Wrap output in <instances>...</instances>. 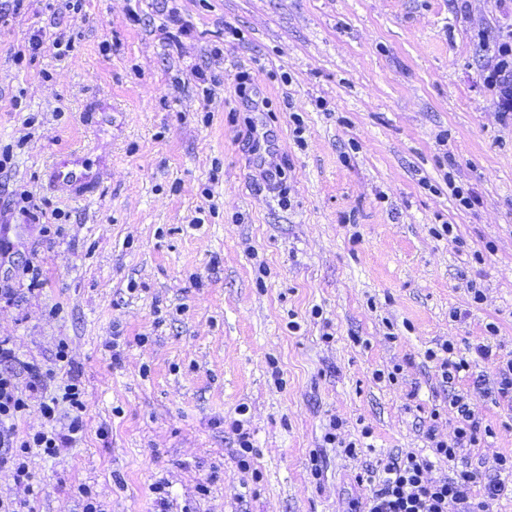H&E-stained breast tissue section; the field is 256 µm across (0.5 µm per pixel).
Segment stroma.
<instances>
[{"label": "stroma", "instance_id": "1", "mask_svg": "<svg viewBox=\"0 0 512 512\" xmlns=\"http://www.w3.org/2000/svg\"><path fill=\"white\" fill-rule=\"evenodd\" d=\"M173 7L190 34L167 25ZM0 10V150L13 149L0 280L17 291L0 300V338L48 368L66 341L88 401L79 442L30 455L34 512H81V485L105 512H159L160 481L168 512H347L370 492L367 469L429 456L428 428L453 437L452 390L495 432L465 457L512 453V409L473 391L512 359V124L483 86L477 39L496 36L512 0ZM35 33L40 50L18 64ZM242 73L270 110L237 96ZM75 148L103 168L87 200L47 181ZM444 224L452 235H437ZM443 343L470 364L451 389L426 357ZM333 419L348 440L370 426L369 447L326 444Z\"/></svg>", "mask_w": 512, "mask_h": 512}]
</instances>
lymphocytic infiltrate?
<instances>
[{
	"label": "lymphocytic infiltrate",
	"mask_w": 512,
	"mask_h": 512,
	"mask_svg": "<svg viewBox=\"0 0 512 512\" xmlns=\"http://www.w3.org/2000/svg\"><path fill=\"white\" fill-rule=\"evenodd\" d=\"M490 53L484 86L495 99L502 119L512 120V23L500 25L497 36L488 43ZM26 373L29 382L19 388L18 373ZM52 369L22 360L9 339L0 338V470L12 472L18 484L30 486L33 475L28 458L32 449L44 455H57L59 448L72 444L84 431L83 415L87 399L78 372H71L61 397L45 398V381ZM66 403L71 419L57 426L59 403ZM451 403L458 424L451 439L428 432L426 438L434 454L425 459L407 451L391 458L381 469L376 488L366 499L351 500L347 512H491V506L512 493V455L494 459L491 474L462 460L463 449L475 446L481 437L493 436L491 426L482 425L469 396L456 394ZM39 407L47 430L19 434L16 422L31 407ZM452 464L453 474L440 479L429 477L433 460ZM481 493H474V486Z\"/></svg>",
	"instance_id": "obj_1"
}]
</instances>
